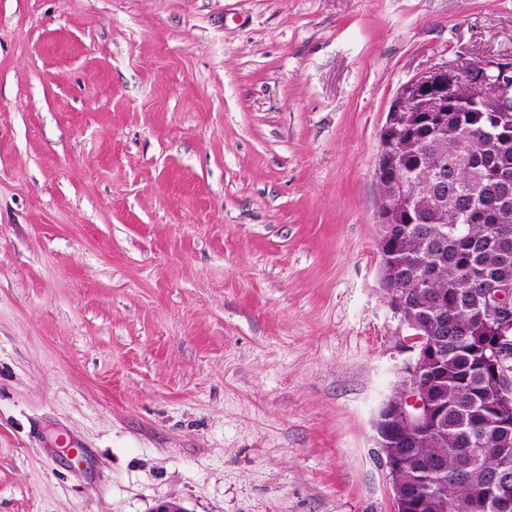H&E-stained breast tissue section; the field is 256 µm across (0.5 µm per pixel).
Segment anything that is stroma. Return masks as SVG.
Masks as SVG:
<instances>
[{"mask_svg":"<svg viewBox=\"0 0 512 512\" xmlns=\"http://www.w3.org/2000/svg\"><path fill=\"white\" fill-rule=\"evenodd\" d=\"M512 0H0V512H394L375 158Z\"/></svg>","mask_w":512,"mask_h":512,"instance_id":"1","label":"stroma"}]
</instances>
